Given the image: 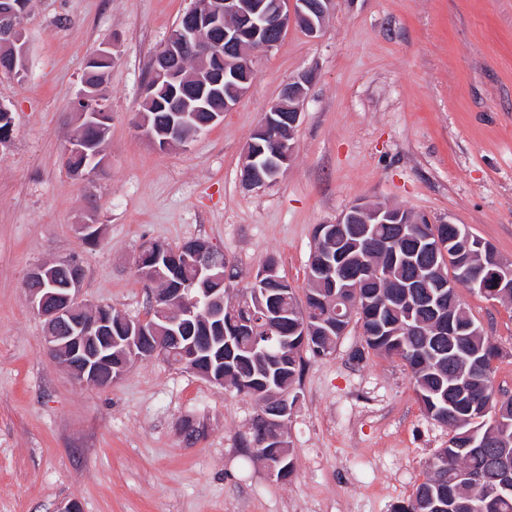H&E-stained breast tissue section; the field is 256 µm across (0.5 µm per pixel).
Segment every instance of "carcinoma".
<instances>
[{
	"mask_svg": "<svg viewBox=\"0 0 512 512\" xmlns=\"http://www.w3.org/2000/svg\"><path fill=\"white\" fill-rule=\"evenodd\" d=\"M158 99L145 114L151 125L163 128L172 117L171 103L165 93ZM285 136V132L272 129L264 137L252 135L250 141L261 145L268 154L275 142ZM371 228L376 238L386 241L385 246H377L370 236L363 237L357 230L354 243L338 248L326 243L321 251H332L333 257L349 270L379 266L391 281L401 283L411 275V268L402 257L415 251L423 240L430 250L416 254L414 260H435L443 273L455 280L463 262L469 265L471 276L484 284L488 297L512 302V288L497 287L491 268L463 241H453L451 225L419 224L413 239L399 237L394 224H373ZM381 284L383 281L373 276L345 283L338 279L322 286L311 280L302 300L295 289L282 282L268 283L257 296L249 287L241 294L248 302L224 310L223 318L211 322L219 339H200V346L207 351L206 362L215 371L224 369L237 383H249L244 394L262 405L271 397L272 389L277 395L293 399L303 370L302 352L317 357L331 353L349 325V319L332 317L340 306L342 314L358 317L368 349L397 358L410 369L417 399L428 416L452 428L448 447L436 453L425 480L395 512H426L428 503L446 505L452 499L460 504H480L484 512H512V491L495 490L476 479L488 473L495 460L512 465V397L496 398L491 381L493 364L502 355L501 349L475 325L453 289L445 291L440 309L445 318L448 306H453L455 326L465 330L454 344L446 336L433 335L432 325L438 319L431 309L411 312L402 306L403 289L383 288ZM262 303H272L284 312L282 324L270 337L266 323L261 321ZM242 321L250 323L246 332L240 331ZM304 324L308 325V344L296 332V327ZM255 336L261 338V343L253 349ZM261 434L257 417L245 447L289 476L294 469L293 449L261 448ZM472 434L487 447L478 452L465 448Z\"/></svg>",
	"mask_w": 512,
	"mask_h": 512,
	"instance_id": "obj_1",
	"label": "carcinoma"
}]
</instances>
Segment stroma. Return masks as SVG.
<instances>
[{"label":"stroma","instance_id":"stroma-1","mask_svg":"<svg viewBox=\"0 0 512 512\" xmlns=\"http://www.w3.org/2000/svg\"><path fill=\"white\" fill-rule=\"evenodd\" d=\"M192 0H30L23 77L0 73L13 116L0 149V512H393L451 430L431 419L401 361L365 351L350 321L328 355H305L285 426L295 470L272 477L242 440L257 401L155 357L112 387L76 381L43 348L30 269L69 257L81 301L145 318L147 242L203 239L248 288L267 257L298 293L314 230L354 203L452 222L512 262V0H336L318 38L289 29L255 53L247 94L185 147L137 128L151 61ZM112 52L102 174L64 164L87 60ZM306 86L293 158L276 182L241 181L246 145L281 88ZM102 233L84 242L75 227ZM500 347L496 392L512 395V304L458 288ZM193 420L202 437L187 444Z\"/></svg>","mask_w":512,"mask_h":512}]
</instances>
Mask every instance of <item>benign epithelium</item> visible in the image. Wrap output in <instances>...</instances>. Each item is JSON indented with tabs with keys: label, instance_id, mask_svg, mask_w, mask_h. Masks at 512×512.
I'll return each mask as SVG.
<instances>
[{
	"label": "benign epithelium",
	"instance_id": "obj_1",
	"mask_svg": "<svg viewBox=\"0 0 512 512\" xmlns=\"http://www.w3.org/2000/svg\"><path fill=\"white\" fill-rule=\"evenodd\" d=\"M334 0H193L188 11L191 22L177 28L168 36L153 62L156 83L163 84L171 95L192 84L195 89L193 98L185 105L174 108L175 112H194L197 110L212 113L211 122H217L221 113L212 112V103L224 99V111L233 109L250 88L241 74L253 68L254 59L250 51L254 48L271 49L278 44L276 38L283 37L290 28L303 30L310 38L321 34L325 19L331 11ZM28 3L24 0H6L0 5V47L7 51L6 57L12 65L24 64L26 44L24 27ZM223 36L224 69L217 70L207 61L210 36ZM193 47L203 61L202 74L190 76L182 63L186 49ZM310 75L302 74L297 80L283 86L279 98L264 113L257 130L264 131L278 122L280 113L288 112V138L280 141L273 151V164L264 162L263 154L248 153L247 169L241 175L247 187L257 188L275 181L282 169L290 163L294 151V133L301 120V105L305 85ZM75 111L93 127H103L110 122V113L105 96L100 87L84 85L74 102ZM139 127L155 145L170 147L180 144L175 123L165 129L148 128L140 123ZM84 155L82 165L72 173L78 181L92 179L102 166L101 148H88L83 139L74 138L65 152V158ZM341 224H397L400 235L407 234L417 220L401 218L387 205L358 202L345 211L339 219ZM158 245L148 242L142 246L135 259V265L141 274L152 279L155 263L158 262ZM168 266L179 270L184 265L194 268V278L177 288L158 289L153 300L165 297L178 298V307H155L159 318L174 326L167 336H149L152 345L149 355L178 354L180 363L192 372H198L196 337L191 335L197 327H204L210 321L223 316L224 285L229 274L224 272V260L205 241L191 243L184 249L167 258ZM65 271L68 279L61 288L27 289L32 309L45 320L46 330L43 344L46 350L75 379L92 383L101 388L112 386L126 371L130 363L144 359L143 352L132 345L134 337H127L129 345L112 351V344L118 337L112 330L122 328H144L146 321L136 324L124 318L112 322V311L105 306L90 307L79 301L78 293L83 281L84 270L73 259H63L55 263H41L33 266L28 274L27 283L54 280L57 272ZM278 266L268 263L257 272L253 285L259 288L269 281H277ZM409 288H455L457 284L440 279V271L422 265L416 267L413 277L407 282ZM289 404L280 401L272 405L265 420L273 428H281L286 423L283 416L288 413ZM487 480L496 488L508 491L512 489V468L497 463L493 466Z\"/></svg>",
	"mask_w": 512,
	"mask_h": 512
}]
</instances>
